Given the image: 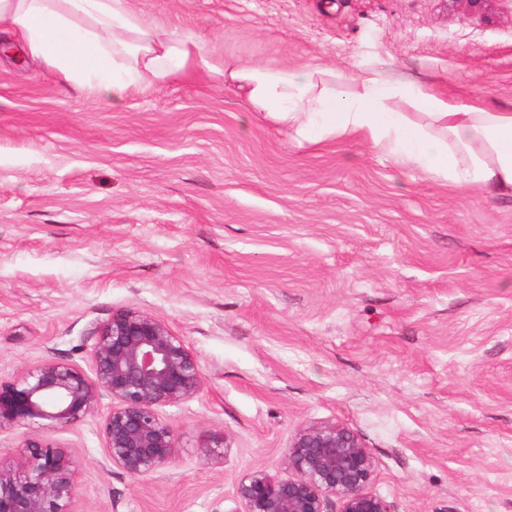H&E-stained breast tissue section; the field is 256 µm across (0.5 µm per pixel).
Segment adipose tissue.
<instances>
[{
  "label": "adipose tissue",
  "instance_id": "adipose-tissue-1",
  "mask_svg": "<svg viewBox=\"0 0 512 512\" xmlns=\"http://www.w3.org/2000/svg\"><path fill=\"white\" fill-rule=\"evenodd\" d=\"M64 75L79 93L122 102L157 92L195 69L223 77L251 111L266 113L307 142L361 137L399 165L437 183L512 194V112L435 92L425 83L368 69L344 79L320 64L216 63L193 35L167 32L129 0H0V34Z\"/></svg>",
  "mask_w": 512,
  "mask_h": 512
}]
</instances>
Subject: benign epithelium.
Segmentation results:
<instances>
[{
	"instance_id": "7a95c632",
	"label": "benign epithelium",
	"mask_w": 512,
	"mask_h": 512,
	"mask_svg": "<svg viewBox=\"0 0 512 512\" xmlns=\"http://www.w3.org/2000/svg\"><path fill=\"white\" fill-rule=\"evenodd\" d=\"M90 372L48 359L14 382H0V425L49 422L65 430L101 415L109 462L133 476L152 474L173 462L178 439L158 412L195 397L204 373L199 359L162 318L121 309L90 331ZM109 399L106 412L99 410ZM228 437L215 431L199 444L209 461ZM284 476L255 468L236 481L237 512H327L334 498L340 512H390L369 490L376 461L361 437L333 420L298 429L288 442ZM77 464L69 449L26 434L18 446L0 449V512H75Z\"/></svg>"
}]
</instances>
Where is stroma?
<instances>
[{
	"label": "stroma",
	"instance_id": "35a3bbf8",
	"mask_svg": "<svg viewBox=\"0 0 512 512\" xmlns=\"http://www.w3.org/2000/svg\"><path fill=\"white\" fill-rule=\"evenodd\" d=\"M214 59L367 68L512 110V0H130ZM170 324L204 373L160 407L173 463L134 477L99 417L40 427L76 512H235L326 420L391 512H512V195L440 185L358 138L298 143L190 70L112 105L0 49V380L89 369L93 324ZM225 431L224 458L203 461Z\"/></svg>",
	"mask_w": 512,
	"mask_h": 512
}]
</instances>
